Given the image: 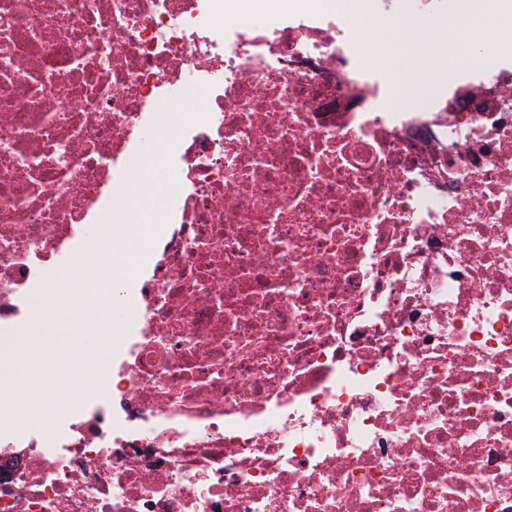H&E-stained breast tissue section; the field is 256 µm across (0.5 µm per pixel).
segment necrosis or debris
I'll use <instances>...</instances> for the list:
<instances>
[{"label":"necrosis or debris","instance_id":"necrosis-or-debris-1","mask_svg":"<svg viewBox=\"0 0 512 512\" xmlns=\"http://www.w3.org/2000/svg\"><path fill=\"white\" fill-rule=\"evenodd\" d=\"M210 17L0 0V336L143 131L176 174L123 338L0 428V512H512V66L394 110L336 15Z\"/></svg>","mask_w":512,"mask_h":512}]
</instances>
